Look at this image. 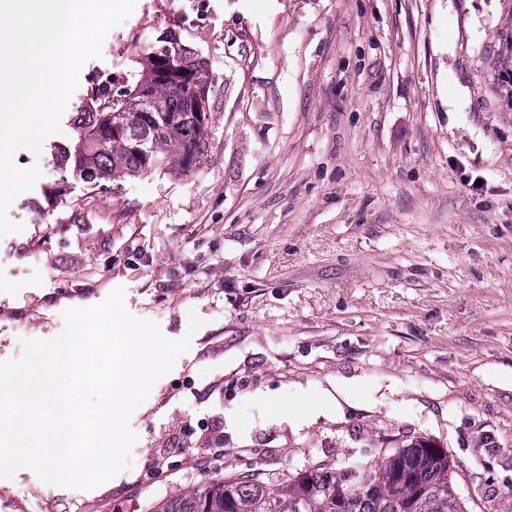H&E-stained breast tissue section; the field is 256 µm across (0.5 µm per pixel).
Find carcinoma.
Wrapping results in <instances>:
<instances>
[{
    "label": "carcinoma",
    "instance_id": "1",
    "mask_svg": "<svg viewBox=\"0 0 512 512\" xmlns=\"http://www.w3.org/2000/svg\"><path fill=\"white\" fill-rule=\"evenodd\" d=\"M502 69L512 81V25L503 38ZM171 51L175 68L158 56ZM209 63L181 45L171 29L153 36L130 58L123 82L108 96L92 94L94 111L78 121L72 147L59 148L60 166L80 172L92 189L121 177L157 170L186 172L189 153L205 155V113L195 111L187 76ZM141 85L154 88L162 110L138 112L128 98ZM448 451L426 440L384 452L381 460L329 462L272 477L249 469L212 479L161 500L155 512H465Z\"/></svg>",
    "mask_w": 512,
    "mask_h": 512
}]
</instances>
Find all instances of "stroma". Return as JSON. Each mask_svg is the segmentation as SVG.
<instances>
[{
    "mask_svg": "<svg viewBox=\"0 0 512 512\" xmlns=\"http://www.w3.org/2000/svg\"><path fill=\"white\" fill-rule=\"evenodd\" d=\"M136 0L110 33L170 27L213 72L188 173L93 190L72 108L0 238V361L116 288L189 350L130 417L104 484L0 479L12 512H149L251 468L376 460L417 439L458 462L467 512H512V0ZM206 324L188 335V312ZM223 427L224 446L208 428Z\"/></svg>",
    "mask_w": 512,
    "mask_h": 512,
    "instance_id": "35a3bbf8",
    "label": "stroma"
}]
</instances>
